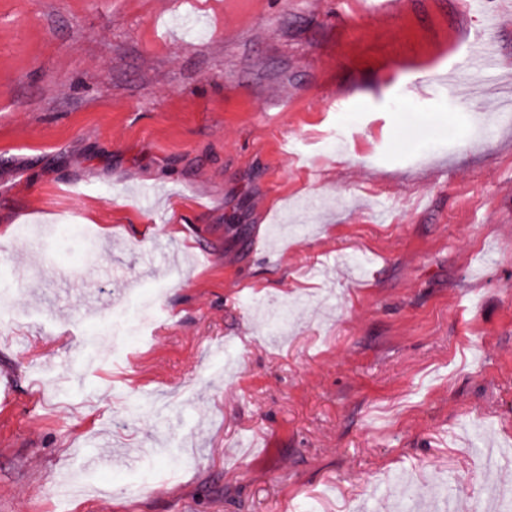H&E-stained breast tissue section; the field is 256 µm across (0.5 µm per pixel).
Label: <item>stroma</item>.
<instances>
[{
  "label": "stroma",
  "instance_id": "stroma-1",
  "mask_svg": "<svg viewBox=\"0 0 512 512\" xmlns=\"http://www.w3.org/2000/svg\"><path fill=\"white\" fill-rule=\"evenodd\" d=\"M511 94L512 0H0V512L512 495Z\"/></svg>",
  "mask_w": 512,
  "mask_h": 512
}]
</instances>
